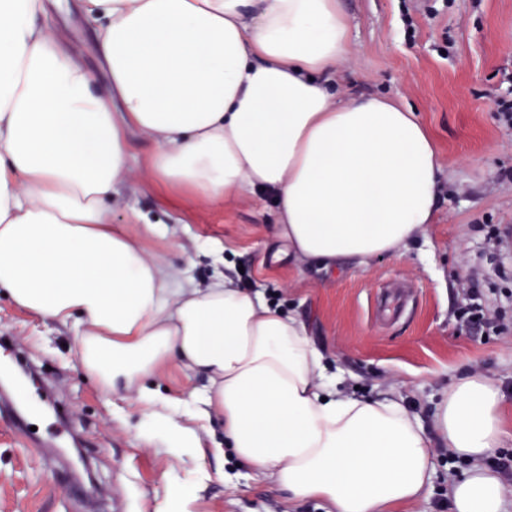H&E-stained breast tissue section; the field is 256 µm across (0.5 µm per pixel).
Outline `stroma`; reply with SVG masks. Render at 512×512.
Instances as JSON below:
<instances>
[{"label":"stroma","mask_w":512,"mask_h":512,"mask_svg":"<svg viewBox=\"0 0 512 512\" xmlns=\"http://www.w3.org/2000/svg\"><path fill=\"white\" fill-rule=\"evenodd\" d=\"M350 43L336 68V91L358 90L413 107L435 138L442 169L434 222L399 256L334 273L273 261L275 207L266 194L196 204L160 185L146 163L151 143L133 137L128 180L113 213L145 224H179L181 251L149 238L145 251L185 268L197 282L224 274L261 291L303 320L329 372L359 395L402 393L423 426L450 379L481 372L506 395L501 451L512 454V323L470 331L463 291L490 306L512 305V249L492 228L512 230V0H342ZM51 36L100 71L92 28L79 15L50 19ZM0 362L37 373L34 408L20 425L0 405V512H155L165 475L181 465L137 436L138 405L113 411L81 368L70 329L20 310L0 292ZM42 437L33 442L29 426ZM79 446L94 486L76 483L62 449ZM435 472L401 512H446L454 473L447 449L433 447ZM192 512H327L318 500L289 502L269 479L241 469L232 452L206 462Z\"/></svg>","instance_id":"35a3bbf8"}]
</instances>
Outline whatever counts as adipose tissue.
Here are the masks:
<instances>
[{"label":"adipose tissue","instance_id":"ef3b65f1","mask_svg":"<svg viewBox=\"0 0 512 512\" xmlns=\"http://www.w3.org/2000/svg\"><path fill=\"white\" fill-rule=\"evenodd\" d=\"M109 75L97 90L44 22L61 0H0V290L73 331L103 395L148 407L142 436L193 465L155 512H191L206 454L232 449L289 501L328 512H395L434 474L433 442L466 466L451 512H503L508 489L485 461L503 443L502 389L452 377L424 428L402 395L340 387L305 323L256 291L147 256L113 224L132 136L170 190L201 203L263 191L275 237L300 269L362 267L424 237L441 168L416 112L380 95L337 99L347 52L341 0H76ZM206 377L179 404L170 367ZM220 427L223 439L205 449Z\"/></svg>","mask_w":512,"mask_h":512}]
</instances>
